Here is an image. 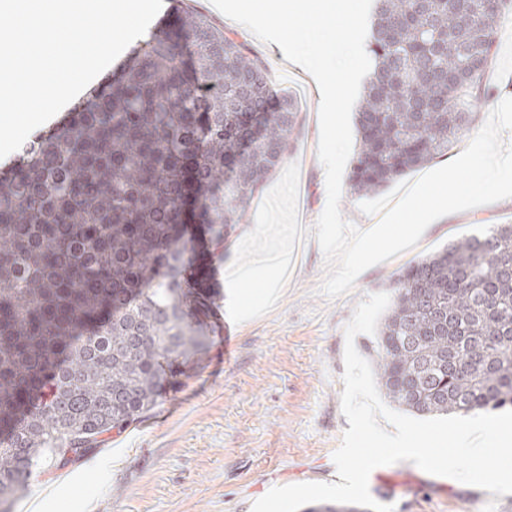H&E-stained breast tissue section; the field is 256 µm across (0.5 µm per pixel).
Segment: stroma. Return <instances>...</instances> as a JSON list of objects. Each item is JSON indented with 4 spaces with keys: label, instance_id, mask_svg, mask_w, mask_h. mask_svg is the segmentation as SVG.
Returning a JSON list of instances; mask_svg holds the SVG:
<instances>
[{
    "label": "stroma",
    "instance_id": "stroma-1",
    "mask_svg": "<svg viewBox=\"0 0 512 512\" xmlns=\"http://www.w3.org/2000/svg\"><path fill=\"white\" fill-rule=\"evenodd\" d=\"M242 37L276 85L299 103L293 148L252 201L243 226L285 223L294 244V270L279 299L249 320L237 317L220 294L216 315L199 316L209 349L184 364L181 383L139 421L104 434L97 451L66 467L40 458L26 493L11 505L24 512L44 487L55 496L41 512H251L272 487L338 482L333 454L349 423L341 410L344 329L356 304L385 291L390 275L494 224H512V199L443 216L417 246L365 270L353 290L328 299L317 289L325 276L315 222L326 203L318 158L317 86L281 48L251 32ZM481 102L460 137L468 145L489 112L512 97V16L502 20ZM234 338L225 353L221 328ZM372 497L395 512H512V494L498 496L409 462L375 468Z\"/></svg>",
    "mask_w": 512,
    "mask_h": 512
}]
</instances>
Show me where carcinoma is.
I'll use <instances>...</instances> for the list:
<instances>
[{
  "mask_svg": "<svg viewBox=\"0 0 512 512\" xmlns=\"http://www.w3.org/2000/svg\"><path fill=\"white\" fill-rule=\"evenodd\" d=\"M375 67L349 174L372 196L448 153L478 107L512 0H375ZM298 103L190 9L134 45L112 84L0 169V512L49 453L65 465L139 420L208 337L202 226L222 240L291 151ZM195 272H190L191 266ZM377 382L419 415L512 407V224L402 268ZM302 512H371L312 503Z\"/></svg>",
  "mask_w": 512,
  "mask_h": 512,
  "instance_id": "1",
  "label": "carcinoma"
}]
</instances>
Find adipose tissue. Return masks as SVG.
<instances>
[{"label": "adipose tissue", "mask_w": 512, "mask_h": 512, "mask_svg": "<svg viewBox=\"0 0 512 512\" xmlns=\"http://www.w3.org/2000/svg\"><path fill=\"white\" fill-rule=\"evenodd\" d=\"M264 225L257 224L245 230L235 243L238 252L247 255V262L227 266L224 272L225 287L235 289L242 283L256 276L267 279L266 302H273L277 297L278 288L288 282V275L293 262V250L288 239H281L270 244L266 249L254 247V240L264 232Z\"/></svg>", "instance_id": "ef3b65f1"}]
</instances>
